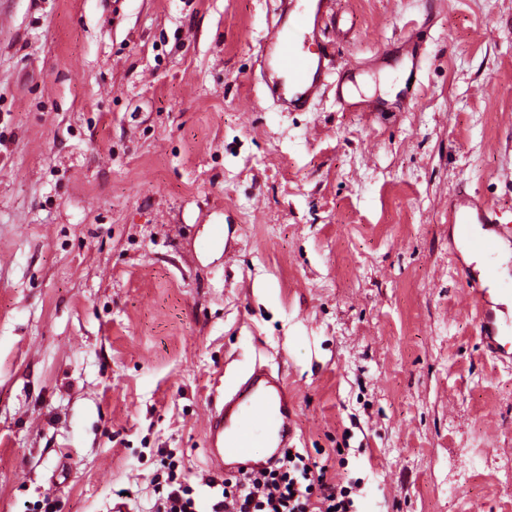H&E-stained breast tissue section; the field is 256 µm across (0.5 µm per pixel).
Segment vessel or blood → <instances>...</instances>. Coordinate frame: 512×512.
Segmentation results:
<instances>
[{
  "mask_svg": "<svg viewBox=\"0 0 512 512\" xmlns=\"http://www.w3.org/2000/svg\"><path fill=\"white\" fill-rule=\"evenodd\" d=\"M337 0H281L277 20L261 45L262 82L281 109L306 110L330 82L332 70L320 42L322 25L334 18ZM466 251L490 258L512 245V225L503 223L496 206L460 193L448 212ZM468 291L479 311L486 350L500 357L512 353V317L505 304L489 305L484 283L493 265L465 268ZM296 436L288 388L281 377L262 364L212 403L207 420L208 462L218 472H257L275 465L293 447ZM265 449L262 457L254 449Z\"/></svg>",
  "mask_w": 512,
  "mask_h": 512,
  "instance_id": "vessel-or-blood-1",
  "label": "vessel or blood"
}]
</instances>
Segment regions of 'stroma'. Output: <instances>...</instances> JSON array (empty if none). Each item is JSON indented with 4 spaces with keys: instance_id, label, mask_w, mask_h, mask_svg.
I'll use <instances>...</instances> for the list:
<instances>
[{
    "instance_id": "stroma-1",
    "label": "stroma",
    "mask_w": 512,
    "mask_h": 512,
    "mask_svg": "<svg viewBox=\"0 0 512 512\" xmlns=\"http://www.w3.org/2000/svg\"><path fill=\"white\" fill-rule=\"evenodd\" d=\"M276 0H0V512H202L212 395L261 362L354 512H512V359L448 204L512 220V0H339L346 84L281 112ZM221 235H214V228ZM463 271L468 279L471 299L479 310L480 335L486 350L495 357H512V322L508 319V307L501 303L492 309L486 300L488 289L484 287V282L494 276V266L488 264L481 270L468 266ZM176 465L170 463L168 466L167 478L165 480L168 486L166 495H162L154 504V512H196L195 500L191 496V490L184 486L177 479L175 471Z\"/></svg>"
}]
</instances>
